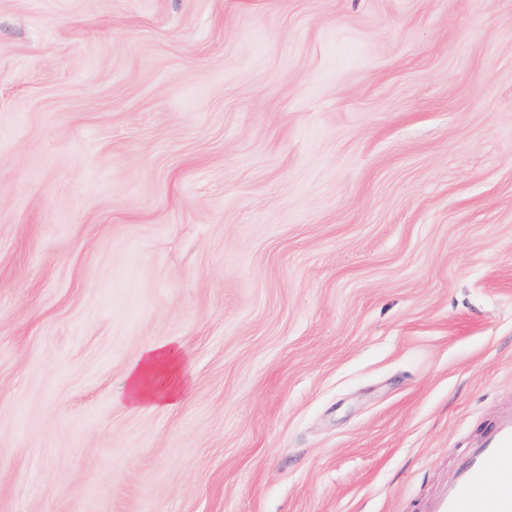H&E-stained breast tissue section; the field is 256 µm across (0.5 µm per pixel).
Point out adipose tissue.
<instances>
[{
	"instance_id": "1",
	"label": "adipose tissue",
	"mask_w": 512,
	"mask_h": 512,
	"mask_svg": "<svg viewBox=\"0 0 512 512\" xmlns=\"http://www.w3.org/2000/svg\"><path fill=\"white\" fill-rule=\"evenodd\" d=\"M175 360L176 354L167 344H151L143 348L127 371L126 397L128 401L134 405L149 401L164 408H175L178 404L175 388L151 392L145 389L148 377L153 376L159 367L173 366Z\"/></svg>"
}]
</instances>
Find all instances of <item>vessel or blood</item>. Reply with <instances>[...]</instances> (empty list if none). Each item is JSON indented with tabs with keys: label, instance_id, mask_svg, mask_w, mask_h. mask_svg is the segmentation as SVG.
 <instances>
[{
	"label": "vessel or blood",
	"instance_id": "obj_1",
	"mask_svg": "<svg viewBox=\"0 0 512 512\" xmlns=\"http://www.w3.org/2000/svg\"><path fill=\"white\" fill-rule=\"evenodd\" d=\"M422 512H512V411L470 443Z\"/></svg>",
	"mask_w": 512,
	"mask_h": 512
}]
</instances>
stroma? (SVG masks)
<instances>
[{
	"instance_id": "stroma-1",
	"label": "stroma",
	"mask_w": 512,
	"mask_h": 512,
	"mask_svg": "<svg viewBox=\"0 0 512 512\" xmlns=\"http://www.w3.org/2000/svg\"><path fill=\"white\" fill-rule=\"evenodd\" d=\"M506 411L512 0H0V512H419ZM175 361V351L167 344H151L143 348L127 371L126 397L128 401L133 405H138L147 400L156 406L175 408L178 405L175 387H170L165 391L153 389L149 397L145 396L146 379L153 376L160 366L172 367Z\"/></svg>"
}]
</instances>
